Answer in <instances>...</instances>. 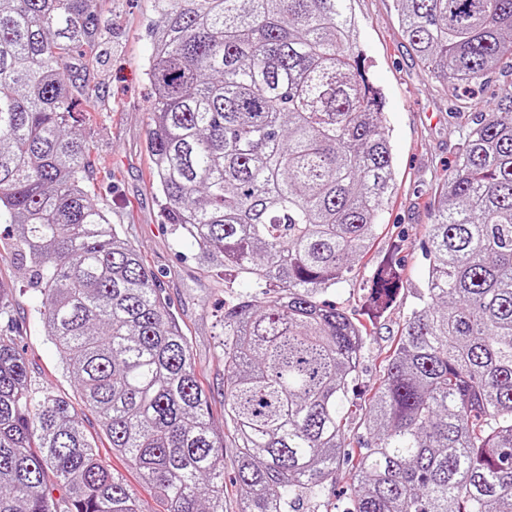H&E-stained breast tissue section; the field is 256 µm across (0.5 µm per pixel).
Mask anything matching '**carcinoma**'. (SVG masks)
<instances>
[{"instance_id": "1", "label": "carcinoma", "mask_w": 512, "mask_h": 512, "mask_svg": "<svg viewBox=\"0 0 512 512\" xmlns=\"http://www.w3.org/2000/svg\"><path fill=\"white\" fill-rule=\"evenodd\" d=\"M94 0H0V224L33 269L59 365L163 512H224V438L142 254L109 222L75 131L105 34ZM147 150L171 231L224 270V426L242 512H299L351 463L342 512H512V87L470 119L428 232L420 304L350 444L370 332L324 299L395 189L350 0H152ZM418 59L467 93L512 62V0H398ZM374 271L381 314L401 288ZM247 284L250 293L237 292ZM0 287V512H144L71 398L33 382ZM60 490L62 495L53 496Z\"/></svg>"}]
</instances>
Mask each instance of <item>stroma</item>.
<instances>
[{
	"label": "stroma",
	"mask_w": 512,
	"mask_h": 512,
	"mask_svg": "<svg viewBox=\"0 0 512 512\" xmlns=\"http://www.w3.org/2000/svg\"><path fill=\"white\" fill-rule=\"evenodd\" d=\"M367 76L385 97L384 118L396 172L397 192L380 218L386 229L366 257L353 262L352 279L330 298L353 317L365 319L370 294L365 287L375 267L391 254L404 258L403 286L368 342L350 386L353 401H363L378 379L381 353L399 336L418 304L428 263L422 255L439 190L466 132L456 109L484 111L503 88L512 86V68L500 66L460 103L446 77L423 66L400 27L397 0H351ZM108 37L98 60L88 66L97 98L87 103L92 124L82 126L93 146L92 185L112 223L121 225L161 279L165 296L188 337L197 368L211 395L216 430L224 428V362L218 353V331L212 311L224 301V277L197 259L189 239H175L152 187V163L146 150L152 127L153 91L145 69L152 54L151 29L160 16L152 0H97ZM0 283L16 291L15 326L31 375L51 382L57 392L74 396V382L65 375L39 315L41 296L32 290L28 267L16 257L7 225L0 224ZM103 461L142 499L145 512H162L138 474L115 457L97 416L80 410Z\"/></svg>",
	"instance_id": "stroma-1"
}]
</instances>
